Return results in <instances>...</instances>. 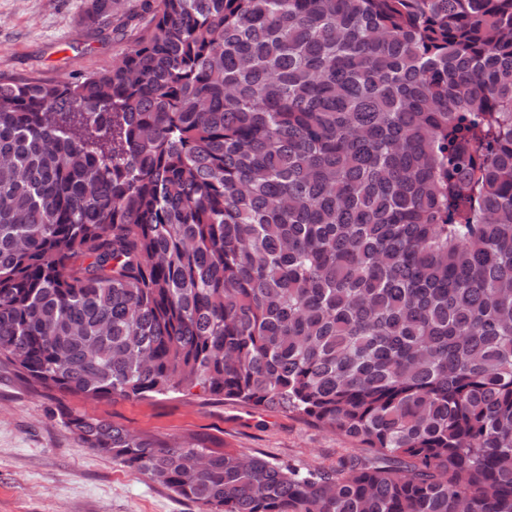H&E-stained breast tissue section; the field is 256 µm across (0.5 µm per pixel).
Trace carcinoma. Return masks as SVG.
<instances>
[{
  "label": "carcinoma",
  "instance_id": "obj_1",
  "mask_svg": "<svg viewBox=\"0 0 512 512\" xmlns=\"http://www.w3.org/2000/svg\"><path fill=\"white\" fill-rule=\"evenodd\" d=\"M144 9L105 72L0 79V367L201 512H512V0ZM194 388L369 456L65 403Z\"/></svg>",
  "mask_w": 512,
  "mask_h": 512
}]
</instances>
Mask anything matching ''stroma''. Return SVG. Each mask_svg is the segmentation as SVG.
Returning a JSON list of instances; mask_svg holds the SVG:
<instances>
[{"mask_svg": "<svg viewBox=\"0 0 512 512\" xmlns=\"http://www.w3.org/2000/svg\"><path fill=\"white\" fill-rule=\"evenodd\" d=\"M89 0H0V78L60 81L108 70L138 28L87 20ZM144 435L204 434L225 448L298 466L336 468L367 451L299 416L215 400L199 390L109 403L70 397ZM0 512H200L167 488L79 447L54 401L0 367Z\"/></svg>", "mask_w": 512, "mask_h": 512, "instance_id": "stroma-1", "label": "stroma"}]
</instances>
